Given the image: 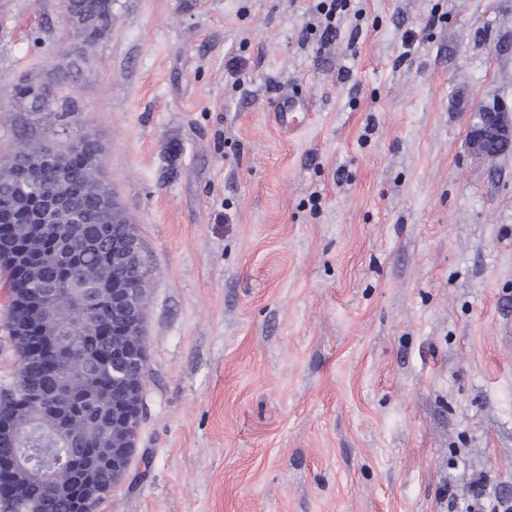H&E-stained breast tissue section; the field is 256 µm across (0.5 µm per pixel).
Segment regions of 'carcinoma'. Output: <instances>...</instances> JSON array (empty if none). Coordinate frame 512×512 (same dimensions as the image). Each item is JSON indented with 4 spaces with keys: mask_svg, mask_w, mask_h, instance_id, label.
Returning <instances> with one entry per match:
<instances>
[{
    "mask_svg": "<svg viewBox=\"0 0 512 512\" xmlns=\"http://www.w3.org/2000/svg\"><path fill=\"white\" fill-rule=\"evenodd\" d=\"M64 8L85 51L112 29V0H64ZM69 120L81 129L68 160V189L74 208L83 214V222L68 224L64 217L59 222L66 224L65 232L74 242L96 239L99 247L83 256L78 270L70 272L63 266L46 262L41 264L39 277L53 280L72 275L104 284L79 338L83 346L100 352L103 364L97 376L96 396L72 417V436L56 437L52 430L55 413L69 409L76 401L56 391L57 378L66 377L73 391L81 393L84 360L73 354L60 359L43 337L31 332L17 334V307L10 306L9 320L19 369L11 382L0 388V412L9 417L19 412L21 404L26 402L28 406L22 411L26 424L22 439L1 434L0 457L22 449L34 459V465L29 476L16 480L9 488L10 497L0 503V512H79L80 501L55 500L49 488L73 482V466L80 464L84 455L105 457L112 448V408L122 402L123 395L120 386L112 382V313L108 310L107 299L112 295L113 276L143 288L149 276L147 271L119 274L112 268V240L124 231V218L101 211L97 184L104 170L103 160L100 156L92 157L95 137L77 112L65 109L41 113L34 123L40 133L18 143L12 152L0 158V213L7 215L9 224L28 222L29 211L38 201L34 199L30 205L21 207L15 203L17 193L24 189L33 194L51 178V170L42 159L43 139L47 131ZM0 271L4 273V285L12 289L13 296L18 299L29 296L33 284L26 279V273L17 271L7 250L0 251ZM30 391L41 392L46 402H28Z\"/></svg>",
    "mask_w": 512,
    "mask_h": 512,
    "instance_id": "cac0c4a2",
    "label": "carcinoma"
}]
</instances>
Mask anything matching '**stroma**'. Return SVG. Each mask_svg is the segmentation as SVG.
Wrapping results in <instances>:
<instances>
[{"instance_id": "stroma-1", "label": "stroma", "mask_w": 512, "mask_h": 512, "mask_svg": "<svg viewBox=\"0 0 512 512\" xmlns=\"http://www.w3.org/2000/svg\"><path fill=\"white\" fill-rule=\"evenodd\" d=\"M0 0V84L99 140L150 269L143 417L97 512H448L512 498V0ZM312 112L283 132L279 96ZM30 105L0 98V158ZM82 49L94 47L112 29V0H64ZM493 112H475L468 137V149L475 156H481L487 143L512 141V114L506 107H484ZM483 113L486 120L479 126L473 127L475 115ZM470 497L471 504H467L466 512H476L475 506L480 505L482 508H485L484 500L490 499L491 500V510L489 512H510L512 510V504L511 500L509 499H503V498H490L487 494V485H486V479L484 477H479V479L475 480L470 485ZM475 504H474V503Z\"/></svg>"}]
</instances>
